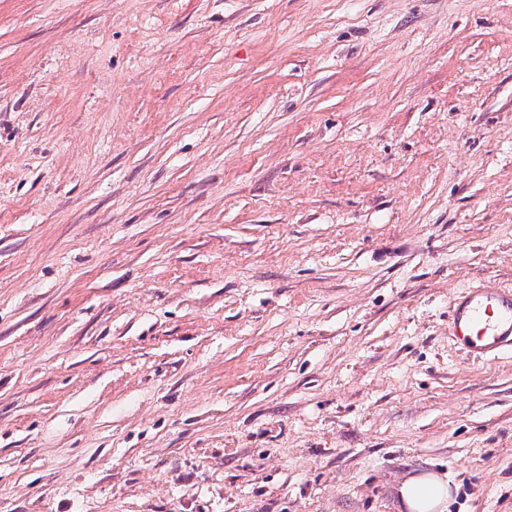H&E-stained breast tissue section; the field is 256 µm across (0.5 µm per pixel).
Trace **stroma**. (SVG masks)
I'll return each mask as SVG.
<instances>
[{
	"label": "stroma",
	"mask_w": 512,
	"mask_h": 512,
	"mask_svg": "<svg viewBox=\"0 0 512 512\" xmlns=\"http://www.w3.org/2000/svg\"><path fill=\"white\" fill-rule=\"evenodd\" d=\"M512 0H0V512H512ZM449 329L470 353L495 358L512 352V289L492 281L464 289L451 303ZM398 508L403 512H447L452 499L448 478L433 471L406 477L397 487Z\"/></svg>",
	"instance_id": "stroma-1"
}]
</instances>
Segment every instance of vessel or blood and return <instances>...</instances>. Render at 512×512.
<instances>
[{
    "label": "vessel or blood",
    "mask_w": 512,
    "mask_h": 512,
    "mask_svg": "<svg viewBox=\"0 0 512 512\" xmlns=\"http://www.w3.org/2000/svg\"><path fill=\"white\" fill-rule=\"evenodd\" d=\"M449 329L468 352L488 358L512 352V289L492 281L464 289L450 306Z\"/></svg>",
    "instance_id": "vessel-or-blood-1"
}]
</instances>
